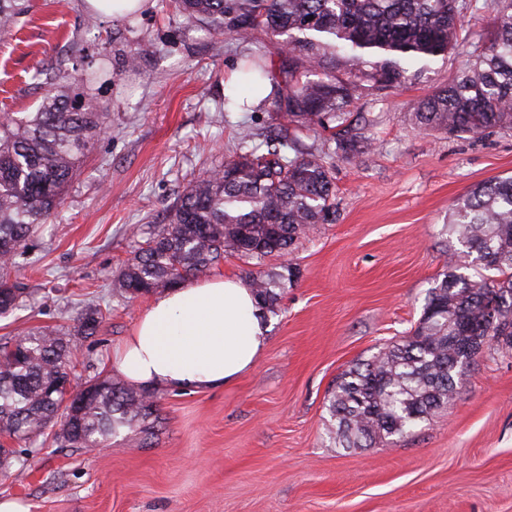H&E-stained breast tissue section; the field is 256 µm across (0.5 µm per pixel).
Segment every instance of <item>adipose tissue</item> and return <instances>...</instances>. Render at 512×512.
Masks as SVG:
<instances>
[{"label": "adipose tissue", "mask_w": 512, "mask_h": 512, "mask_svg": "<svg viewBox=\"0 0 512 512\" xmlns=\"http://www.w3.org/2000/svg\"><path fill=\"white\" fill-rule=\"evenodd\" d=\"M267 347V326L248 281L190 280L154 298L114 349L115 370L131 383L197 392L249 372Z\"/></svg>", "instance_id": "ef3b65f1"}]
</instances>
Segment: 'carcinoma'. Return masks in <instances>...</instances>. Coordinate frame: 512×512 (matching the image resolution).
<instances>
[{
  "mask_svg": "<svg viewBox=\"0 0 512 512\" xmlns=\"http://www.w3.org/2000/svg\"><path fill=\"white\" fill-rule=\"evenodd\" d=\"M189 22L219 37L249 39L260 30L269 45L253 51L241 75L255 90L270 85L259 104L300 132L313 126L347 131L351 107L363 96L424 79L451 55L465 68L451 85L417 102L412 121L448 136L512 127V0H172ZM30 0H0L5 36ZM493 12L491 29L467 28L466 16ZM272 47L286 59L274 70ZM153 53L139 42L127 51L137 65ZM96 75L58 64L38 69L48 84L35 112L0 113V315L30 305L18 258L35 229L63 204L67 186L105 130L108 107L83 103ZM239 152L194 181L167 209L164 221L133 240L131 256L113 277L127 298L200 278L229 256L261 264L289 252L299 235L323 224L333 209L332 166L297 148L281 130L258 142L247 127ZM449 236L469 256L467 266L494 275L472 280L458 266L431 288L409 336L352 364L329 399L330 432L346 448L389 446L414 432L438 409L453 405L457 380L492 346L512 348V177L473 186L448 217ZM262 309L278 312L279 287L268 274H249ZM89 303L74 332L42 327L0 347V431L34 444L54 427V443L104 448L122 432L153 428L152 404L124 383L106 378L87 396L69 395L75 411L64 432V393L77 336L102 322Z\"/></svg>",
  "mask_w": 512,
  "mask_h": 512,
  "instance_id": "carcinoma-1",
  "label": "carcinoma"
}]
</instances>
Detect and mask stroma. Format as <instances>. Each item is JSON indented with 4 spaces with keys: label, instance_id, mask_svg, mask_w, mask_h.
I'll list each match as a JSON object with an SVG mask.
<instances>
[{
    "label": "stroma",
    "instance_id": "obj_1",
    "mask_svg": "<svg viewBox=\"0 0 512 512\" xmlns=\"http://www.w3.org/2000/svg\"><path fill=\"white\" fill-rule=\"evenodd\" d=\"M88 12L87 0H32L0 39V112L36 111L49 88L30 75L60 61L98 72L92 95L109 105L105 134L28 247L33 307L0 317V343L35 326L70 330L96 298L107 317L82 341L76 388L114 376L112 350L150 302L111 282L136 228L158 223L192 180L234 155L239 126L261 137L280 124L265 108H219L250 94L239 68L251 43L228 32L213 49L168 0L130 20L100 17L91 31ZM141 41L156 53L135 72L122 52ZM463 67L451 57L423 81L360 99L371 149L341 157L331 131L300 134L301 150L332 165L334 211L288 257L265 260L263 271L293 275L265 317L268 345L251 371L209 391L150 390L160 420L151 434L96 453L48 443L33 466L0 477V499L30 512H512L510 350H485L453 406L398 445L342 448L328 429L340 373L420 318L452 252L453 205L477 183L512 176V129L449 137L409 120L416 101Z\"/></svg>",
    "mask_w": 512,
    "mask_h": 512
}]
</instances>
